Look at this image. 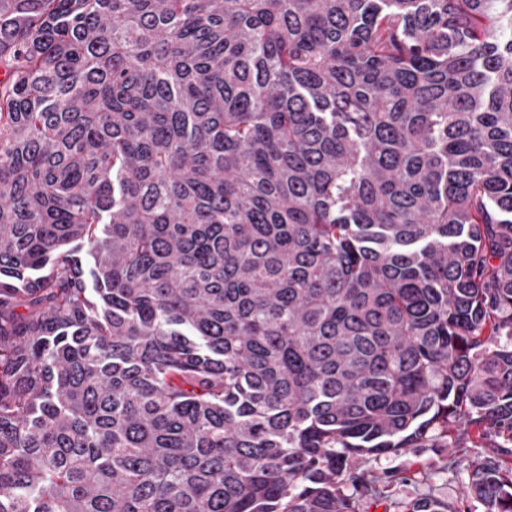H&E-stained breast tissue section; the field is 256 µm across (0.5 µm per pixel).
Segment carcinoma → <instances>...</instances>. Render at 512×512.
Returning a JSON list of instances; mask_svg holds the SVG:
<instances>
[{
  "label": "carcinoma",
  "instance_id": "obj_1",
  "mask_svg": "<svg viewBox=\"0 0 512 512\" xmlns=\"http://www.w3.org/2000/svg\"><path fill=\"white\" fill-rule=\"evenodd\" d=\"M0 70V512H512V0H0ZM416 448H408L399 455H383L372 462L376 473L387 471H400L412 478L404 485L398 487L397 497L403 505L414 503L417 499L428 495L448 501L457 499L462 493L463 486L468 483L469 473L462 468L456 478H451L448 473L439 469L442 456L439 448H433L426 453L415 451ZM436 462V465L427 468V458Z\"/></svg>",
  "mask_w": 512,
  "mask_h": 512
}]
</instances>
